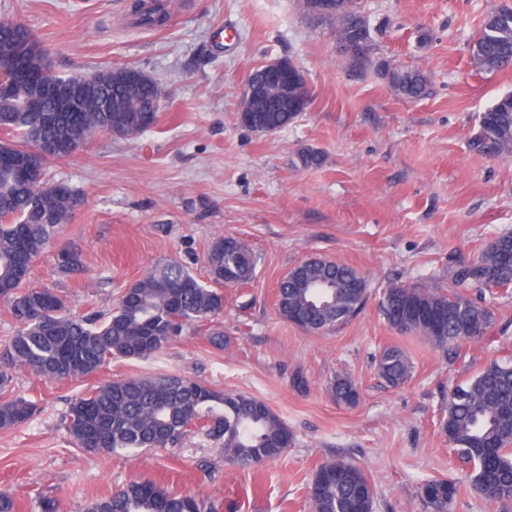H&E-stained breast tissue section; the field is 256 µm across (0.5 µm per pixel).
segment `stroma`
<instances>
[{
    "label": "stroma",
    "instance_id": "obj_1",
    "mask_svg": "<svg viewBox=\"0 0 512 512\" xmlns=\"http://www.w3.org/2000/svg\"><path fill=\"white\" fill-rule=\"evenodd\" d=\"M132 0H0L48 50L60 76L128 65L162 94L156 127L132 139L103 134L46 164V183L84 198L35 259L29 287L48 288L68 312L109 316L123 290L158 264L177 261L205 278L212 243L246 241L258 257L252 282L224 288V311L144 359L115 358L92 376L50 381L17 369L14 394L36 404L24 424L0 430V490L20 512L55 499L85 512L131 480L192 493L219 512H311L309 487L325 461L360 465L374 487L372 512H429L419 496L432 478L459 481L449 512H512L461 479L439 419L449 380L512 356V289L494 291V324L459 354L398 333L380 308L393 285L448 288V257L478 253L512 232V159L485 157L469 141L478 117L512 91V68L476 70L470 46L484 18L512 0H361L380 56L426 71L429 94L408 101L373 71L351 67L336 27L310 17L303 0H162L167 23L141 28ZM274 58L304 74L311 100L287 128L253 133L239 122L252 68ZM323 162L303 167L298 152ZM83 268L62 272L61 247ZM350 265L369 296L350 322L306 333L276 310L279 280L310 257ZM224 332L223 347L209 341ZM412 362L404 386L378 375L380 351ZM171 375L265 402L288 426L290 446L249 469L225 464L221 443L193 427L167 450L94 454L76 447L66 416L73 400L105 380ZM355 383L356 404L328 392Z\"/></svg>",
    "mask_w": 512,
    "mask_h": 512
}]
</instances>
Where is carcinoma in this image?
Segmentation results:
<instances>
[{"instance_id":"1","label":"carcinoma","mask_w":512,"mask_h":512,"mask_svg":"<svg viewBox=\"0 0 512 512\" xmlns=\"http://www.w3.org/2000/svg\"><path fill=\"white\" fill-rule=\"evenodd\" d=\"M135 24L152 28L167 21L157 0H133ZM350 41L368 43V52L351 54L353 66L376 72L396 96L424 97L429 74L375 56L370 26L361 7L326 16ZM32 33L21 23L0 20V131L12 135L0 150V297L8 300L18 329L0 355V428L25 423L35 404L9 390V371L19 367L52 380L92 375L114 358L141 359L162 349L186 328L204 323L224 310V295L203 284L177 262L151 269L121 295L107 319L98 323L64 313L60 297L43 288H27L33 260L67 223L83 197L69 185H45L32 179L30 167L43 161L28 148L35 140L54 141L72 129L125 138L139 136L158 121L155 84L127 66L101 69L90 76L60 77L41 69L19 75L20 56ZM471 63L481 71L512 65V8L487 15L473 41ZM270 95L254 99L252 118L271 131L282 130L295 117L280 111ZM472 150L493 158L512 157V92L499 96L479 118ZM512 234L494 238L474 259L448 256L449 291L426 286H391L381 308L389 324L402 334H416L435 348L450 350L481 340L493 324L485 290L512 286ZM59 267L75 271L81 254L72 247L58 253ZM211 281L239 286L252 280L257 258L243 241L221 237L206 259ZM368 297L365 277L356 269L324 257H310L280 281L276 309L281 318L317 333L355 317ZM436 312L428 323L417 310ZM381 378L392 387L406 384L412 364L397 346L384 348L378 360ZM338 403L359 398L354 383L338 377L330 384ZM199 423L222 441L227 463L252 468L279 457L290 431L263 401L244 393H223L178 376L129 377L104 382L75 399L68 430L88 452L111 454L140 448L176 445L190 426ZM460 466L487 500L512 502V359L494 358L467 379L448 389L439 420ZM456 483L431 479L420 486L430 512H448ZM373 487L364 469L344 460L322 463L310 488L313 512H371ZM87 512H217V507L191 493H174L149 478L135 479L112 495L92 501Z\"/></svg>"}]
</instances>
